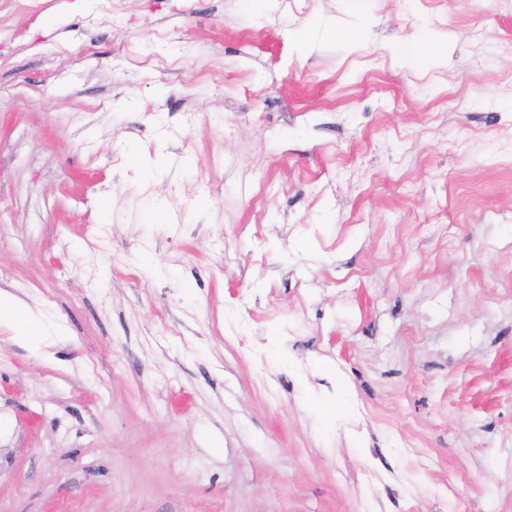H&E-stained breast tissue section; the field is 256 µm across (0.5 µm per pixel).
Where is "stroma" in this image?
Wrapping results in <instances>:
<instances>
[{
	"instance_id": "stroma-1",
	"label": "stroma",
	"mask_w": 512,
	"mask_h": 512,
	"mask_svg": "<svg viewBox=\"0 0 512 512\" xmlns=\"http://www.w3.org/2000/svg\"><path fill=\"white\" fill-rule=\"evenodd\" d=\"M0 290V512H512V0H0ZM5 323L7 325L16 326L19 329H28L33 335L40 336L38 334L42 331L43 325L38 316L28 312L16 303L13 299L0 291V324Z\"/></svg>"
}]
</instances>
